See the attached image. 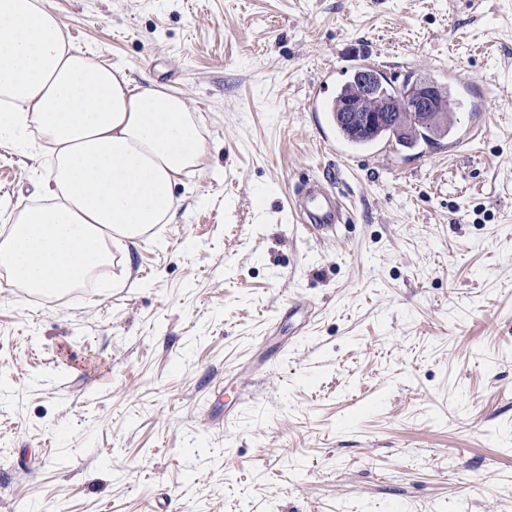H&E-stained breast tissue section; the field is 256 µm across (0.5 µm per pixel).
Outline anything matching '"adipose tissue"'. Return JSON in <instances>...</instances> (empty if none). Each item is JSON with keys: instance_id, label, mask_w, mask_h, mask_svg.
I'll return each mask as SVG.
<instances>
[{"instance_id": "1", "label": "adipose tissue", "mask_w": 512, "mask_h": 512, "mask_svg": "<svg viewBox=\"0 0 512 512\" xmlns=\"http://www.w3.org/2000/svg\"><path fill=\"white\" fill-rule=\"evenodd\" d=\"M37 127L50 143V199L0 233L14 287L55 297L173 220V187L206 140L180 95L98 62L67 40L44 0H0V136Z\"/></svg>"}]
</instances>
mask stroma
I'll return each instance as SVG.
<instances>
[{
    "label": "stroma",
    "instance_id": "35a3bbf8",
    "mask_svg": "<svg viewBox=\"0 0 512 512\" xmlns=\"http://www.w3.org/2000/svg\"><path fill=\"white\" fill-rule=\"evenodd\" d=\"M45 3L207 156L83 287L0 273V512H512V0ZM359 59L452 72L453 131L328 153L307 95ZM323 172L325 243L292 215ZM49 178L0 137V227ZM296 207L305 220L303 228L315 235L333 232L337 224L350 222V216L332 189L330 175L305 181Z\"/></svg>",
    "mask_w": 512,
    "mask_h": 512
}]
</instances>
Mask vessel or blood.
Returning <instances> with one entry per match:
<instances>
[{
	"label": "vessel or blood",
	"mask_w": 512,
	"mask_h": 512,
	"mask_svg": "<svg viewBox=\"0 0 512 512\" xmlns=\"http://www.w3.org/2000/svg\"><path fill=\"white\" fill-rule=\"evenodd\" d=\"M296 207L305 220V230L314 234L329 233L337 225L350 221L332 189V179L328 176L305 181Z\"/></svg>",
	"instance_id": "obj_1"
}]
</instances>
